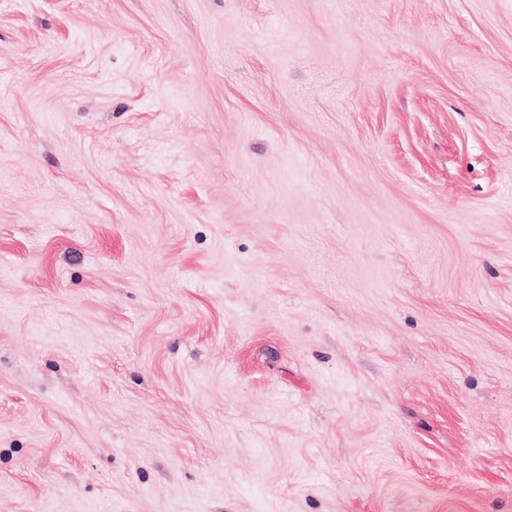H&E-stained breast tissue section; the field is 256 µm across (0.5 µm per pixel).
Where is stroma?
<instances>
[{"label": "stroma", "instance_id": "35a3bbf8", "mask_svg": "<svg viewBox=\"0 0 512 512\" xmlns=\"http://www.w3.org/2000/svg\"><path fill=\"white\" fill-rule=\"evenodd\" d=\"M0 512H512V0H0Z\"/></svg>", "mask_w": 512, "mask_h": 512}]
</instances>
